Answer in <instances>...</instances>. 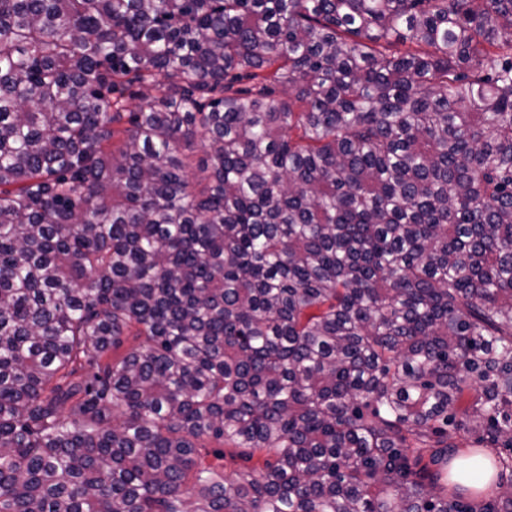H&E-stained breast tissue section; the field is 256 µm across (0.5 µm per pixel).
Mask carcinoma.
<instances>
[{"label":"carcinoma","mask_w":512,"mask_h":512,"mask_svg":"<svg viewBox=\"0 0 512 512\" xmlns=\"http://www.w3.org/2000/svg\"><path fill=\"white\" fill-rule=\"evenodd\" d=\"M0 512H512V0H0ZM455 479L463 485L475 486L483 490V494H490L497 491V486L488 490V487L494 482L493 469L490 462L482 455L474 456L469 459H458L452 463Z\"/></svg>","instance_id":"carcinoma-1"}]
</instances>
